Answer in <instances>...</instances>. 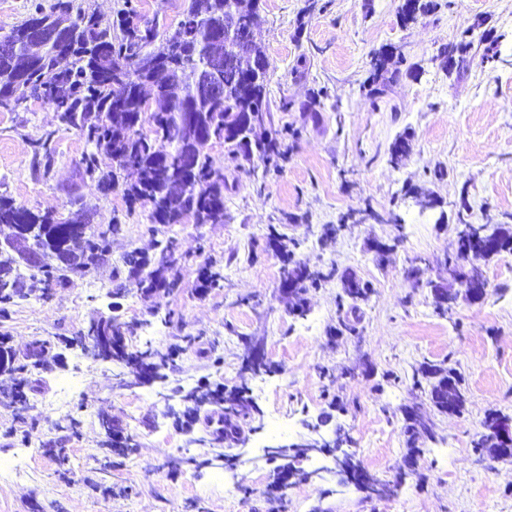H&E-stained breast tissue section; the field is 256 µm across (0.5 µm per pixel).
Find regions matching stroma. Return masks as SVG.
Masks as SVG:
<instances>
[{
    "label": "stroma",
    "instance_id": "1",
    "mask_svg": "<svg viewBox=\"0 0 512 512\" xmlns=\"http://www.w3.org/2000/svg\"><path fill=\"white\" fill-rule=\"evenodd\" d=\"M108 21L133 10L173 29L188 0H72ZM400 0H260L271 124L289 126L278 169L258 158L229 167L222 144L208 147L228 178L220 224H155L149 208L129 205L122 187L79 173L85 137L30 95L0 109V195L60 218L81 210L91 229L117 222L110 253L48 296L15 299L0 337L28 352L49 346L32 370L23 410L0 401V512H512V459H481L472 448L486 414L512 417V253L483 262L490 282L479 302L458 297L438 313L431 283H449V256L463 224L512 225V0H433L402 22ZM468 43L467 65L447 72L438 55ZM395 47L400 75L383 97L368 95L373 55ZM412 137L392 164L389 148ZM47 143L49 166L34 164ZM440 200L422 209L411 192ZM278 237L295 258L325 273L295 315L279 291ZM173 240L184 260L173 293L114 295L124 255ZM393 245L378 264L373 241ZM214 261L223 285L201 291L200 268ZM424 268L426 285L410 277ZM370 282L356 334H338L340 276ZM136 324L132 348L167 350L195 337L164 381L132 386L126 368L87 357L91 322ZM262 338L271 373L240 375L243 337ZM457 372L462 413L439 412L422 364ZM244 388L255 408L243 419L242 445L229 450L202 418L185 416L182 394ZM433 423L424 453L408 470L402 410ZM110 416L131 448L120 452L100 425ZM43 432L22 458V424ZM342 432L362 466L396 484L379 498L332 473L331 458L310 454L285 491L273 488L269 449L298 441L308 426ZM22 461L24 475L12 469Z\"/></svg>",
    "mask_w": 512,
    "mask_h": 512
}]
</instances>
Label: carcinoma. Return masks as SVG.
<instances>
[{
  "label": "carcinoma",
  "mask_w": 512,
  "mask_h": 512,
  "mask_svg": "<svg viewBox=\"0 0 512 512\" xmlns=\"http://www.w3.org/2000/svg\"><path fill=\"white\" fill-rule=\"evenodd\" d=\"M258 0H189L175 28L165 33L158 46L156 27L142 22L133 11L118 20L122 37L112 35V23L85 12H73L70 0H57L48 13L39 11L21 25L3 35L0 45V99L11 101L9 109L19 105V89L42 91V100L61 114L64 123L81 132L93 151L82 158L83 171L96 173L101 182L111 184L114 173L100 165V156L112 159L114 138L126 129L128 115L141 111L142 90L149 86L153 97L147 103L152 135L137 133L121 163L132 170L135 179L127 184L124 194L132 203L151 206L155 224H183L191 219L196 224L224 223V185L226 181L212 180L216 167L206 152L199 134L224 142L229 159L249 160L253 157L270 162L284 156L275 137H252L253 130L269 117L268 84L255 83L249 73L265 62L264 42L254 26ZM71 21L67 39L53 35L48 21ZM36 23L45 24L36 39L28 40L27 33ZM236 28L246 50L236 62L224 65V98H209L200 87L198 76L215 61L211 53V36L224 29V24ZM390 55L380 51L372 57V80L369 93L384 94L387 83L396 77L388 72ZM127 70L128 82L122 93L114 95L112 77ZM82 214H72L71 223L55 224L47 214L34 213L0 196V228L9 230L6 241L20 238L19 228L36 224L40 241L38 253L24 252L20 259L30 274L24 275L11 267L0 266V303L6 305L16 297H25L47 287H62L71 274H85L110 250L112 236L122 231L121 225L110 224L103 230H90L81 221ZM66 249H61V246ZM162 260L152 269L139 265L136 250L126 253L127 279L149 293L153 288L170 292L179 287L167 259L174 251L173 243L158 245ZM512 251V226L500 225L487 233L484 227L468 226L466 244L456 251L463 257L487 260L502 252ZM284 257L282 276L295 284L299 293L324 279L320 272L307 271V265L291 258L290 252L280 249ZM371 288L359 280L355 290L344 295L338 308L349 305L355 312L359 303L369 299ZM130 326L116 318L91 324L88 335L99 331L122 340ZM166 355L159 351L121 350L112 359L141 371L152 370L153 380L165 375ZM430 386V394L453 384L461 391L460 377L453 371L435 365L417 370ZM191 403L185 415L192 417L205 404L223 405L225 409L247 417L252 406L244 391L238 387L222 393L198 395L190 393ZM504 418L497 412L485 416L486 432L474 448H494L488 429ZM405 434L410 454L420 456L423 449L417 442L432 433L431 424L422 418L404 415Z\"/></svg>",
  "instance_id": "obj_1"
}]
</instances>
